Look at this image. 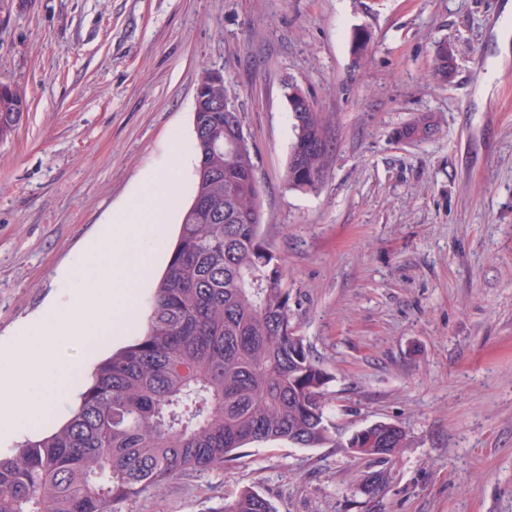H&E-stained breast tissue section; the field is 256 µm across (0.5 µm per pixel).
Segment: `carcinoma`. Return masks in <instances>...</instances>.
<instances>
[{"mask_svg":"<svg viewBox=\"0 0 512 512\" xmlns=\"http://www.w3.org/2000/svg\"><path fill=\"white\" fill-rule=\"evenodd\" d=\"M434 76L448 79V46H438ZM293 113L294 140L284 181L319 189L332 141L310 96ZM195 106L196 189L184 210L169 262L157 282L144 332L99 362L71 417L52 432L0 456V512H125L185 476L224 471L255 443L299 448L336 443L327 415L332 376L291 322L282 259L260 233L258 176L249 146L224 147L226 86ZM27 108L0 83V138ZM427 119L400 132L421 142ZM407 446L399 428L368 425L347 447L388 462ZM215 512H274L251 488Z\"/></svg>","mask_w":512,"mask_h":512,"instance_id":"cac0c4a2","label":"carcinoma"}]
</instances>
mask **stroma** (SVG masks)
<instances>
[{
  "label": "stroma",
  "instance_id": "1",
  "mask_svg": "<svg viewBox=\"0 0 512 512\" xmlns=\"http://www.w3.org/2000/svg\"><path fill=\"white\" fill-rule=\"evenodd\" d=\"M369 32L356 58L354 31ZM451 79L432 75L438 45ZM222 71L255 154L261 233L297 333L332 375L336 442L253 444L134 512H212L250 487L276 512H512V0H0V81L28 108L0 139V344L174 141L194 147L204 68ZM335 150L319 190L283 181L286 84ZM428 140L399 139L419 118ZM163 210L148 311L195 190ZM393 422V462L351 434ZM386 474L378 496L368 476Z\"/></svg>",
  "mask_w": 512,
  "mask_h": 512
}]
</instances>
